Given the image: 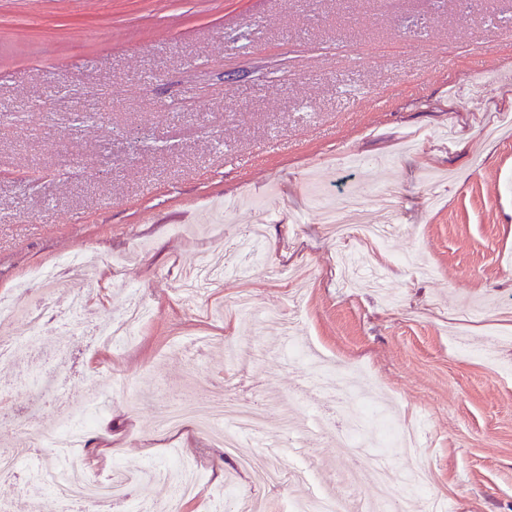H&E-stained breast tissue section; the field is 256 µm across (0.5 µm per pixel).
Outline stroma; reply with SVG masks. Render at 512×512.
Returning a JSON list of instances; mask_svg holds the SVG:
<instances>
[{
	"label": "stroma",
	"instance_id": "obj_1",
	"mask_svg": "<svg viewBox=\"0 0 512 512\" xmlns=\"http://www.w3.org/2000/svg\"><path fill=\"white\" fill-rule=\"evenodd\" d=\"M512 0H0V297L43 293L31 270L84 253L59 299L84 315L52 323L66 372L38 382L51 353L0 363V448L30 411L43 431L109 390L86 436L90 470L164 462L179 449L205 475L287 512L344 475L378 499L374 458L393 475L390 512H422L404 478L424 471L445 512H512ZM448 69L439 73V57ZM482 74L474 92L467 74ZM394 191L395 213L375 195ZM234 198V213L215 203ZM356 197L393 228L384 244L339 241L321 208ZM264 223V258L187 308L186 267L242 262L246 227ZM137 289L152 310L122 348L87 335ZM249 295L290 318L305 358L351 376L409 451L364 434L361 462L330 436L348 402L304 393L303 362L281 365L278 324L239 318ZM236 369L242 396L295 395L297 451L309 484L257 487L208 436L168 433L160 409L193 402ZM27 469L0 477V512H33Z\"/></svg>",
	"mask_w": 512,
	"mask_h": 512
}]
</instances>
